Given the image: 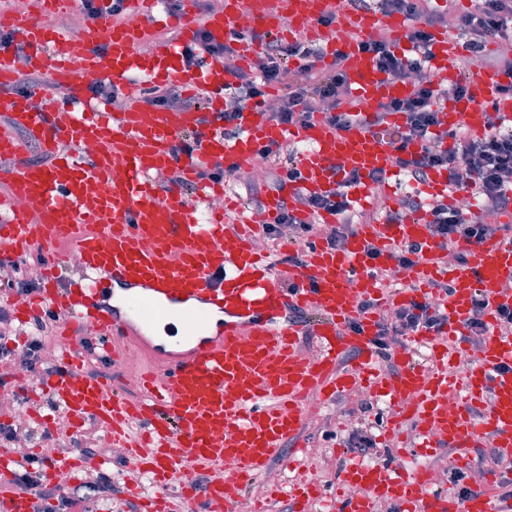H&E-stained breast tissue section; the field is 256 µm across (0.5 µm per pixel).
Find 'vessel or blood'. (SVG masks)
I'll return each mask as SVG.
<instances>
[{"mask_svg": "<svg viewBox=\"0 0 512 512\" xmlns=\"http://www.w3.org/2000/svg\"><path fill=\"white\" fill-rule=\"evenodd\" d=\"M157 4L124 0L126 22L100 17L75 35L0 11V31L24 44L28 67L47 73L57 89L44 106L31 108L29 100L41 95V88L12 93L18 61L12 48L0 47V109L9 116L7 127L0 128V158L19 161L16 169L0 171V181L9 187L0 194V263L22 261L33 243L67 238L69 259L80 268V278L68 288L55 287L59 262L47 259L43 287L20 312L29 323L60 305L73 321L96 329L90 347L77 348L69 325L58 326L55 337L64 353L59 372L49 378L54 411L96 422L116 440L129 428L140 430V443L126 462L149 474L158 488L148 512H172L165 490L177 475L186 479L181 502L187 512H229L240 488L280 456L285 441L299 436L313 406L357 387L365 370L374 368V339L384 309L429 297L448 318L445 336L453 337L461 333L471 299L479 292L489 308L476 366H469L462 343L431 369L404 348L394 356V374L376 387L391 398L416 401L419 439L462 449L491 435L511 458L512 336L500 335L497 313L512 308V244L460 240L455 248L465 253V262L445 264L438 258L429 216L420 212L358 225L338 250L318 239L287 242L286 259L276 265L255 253L253 240L295 193L333 194L343 172L351 170L394 175L391 132L403 118L392 112L381 127L356 123L338 129L317 113L304 126L286 128L251 104L239 114L238 134L225 136L220 115L233 76L217 59L201 73L181 65L184 47L196 37L197 0H183L178 13L163 16ZM244 14L253 17L257 31L283 41L300 37L314 42L322 17L349 20L351 31L364 38L376 34L381 17L374 10L351 11L347 0H224L223 10L211 13L205 27L216 42L236 40V54L247 65L256 46L236 38ZM284 17L291 18L289 27L281 26ZM159 22L177 28L180 40L142 56L139 48L149 27ZM407 27L406 16L397 14L387 31L405 53L412 50ZM463 51L461 41L435 31L428 67L441 81H458L453 60ZM337 58L362 109H376L412 90L410 82L388 81L348 33L336 34L320 64L331 66ZM75 61L82 65L79 81L71 75ZM163 72L190 93L207 88L204 109L155 108L136 101L125 111L109 112L81 97L86 81L106 80L129 91L134 75ZM510 85V70L477 72L467 95L444 105L443 130L462 126L472 135H484L491 111L511 123ZM19 130L41 145L48 161L21 160ZM186 135L192 145L188 153L181 149ZM288 139L306 145L296 161L299 176L266 197L261 216L244 215L241 222L228 224L222 211L205 218L185 200L184 185L195 181L198 170L219 165L239 174L256 163L263 148ZM61 142L70 144L72 153L57 154ZM172 168L181 170L182 181L152 182V175ZM400 243L416 245L421 258L402 269L404 287L393 289L371 268L391 263ZM371 244L378 257L369 255ZM297 252L301 262H289ZM435 283L444 284V291L431 292ZM365 299L372 301V309H362ZM177 312L197 336L182 351L155 343L151 334L155 322ZM213 313L220 314V321L199 335ZM304 336L313 340L314 354H301ZM90 354L120 369L132 355L148 360L149 369L139 373L141 397L129 398L86 375L83 366ZM346 356L351 359L347 369L341 365ZM459 362L468 366L461 377L454 370ZM451 384L459 395L450 407L441 396ZM487 398L492 405L485 412L481 405ZM207 466L215 468L214 478L202 486L191 482V475ZM18 469L9 450L0 448V512H33L32 500L14 485ZM499 480V474H492L491 488L474 489L459 501L432 491L424 473L400 475L389 463L356 464L343 472V484L355 490L343 509L368 512L371 494L390 502L395 512H512V498L494 489Z\"/></svg>", "mask_w": 512, "mask_h": 512, "instance_id": "vessel-or-blood-1", "label": "vessel or blood"}]
</instances>
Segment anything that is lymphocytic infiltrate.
I'll use <instances>...</instances> for the list:
<instances>
[{
  "instance_id": "lymphocytic-infiltrate-1",
  "label": "lymphocytic infiltrate",
  "mask_w": 512,
  "mask_h": 512,
  "mask_svg": "<svg viewBox=\"0 0 512 512\" xmlns=\"http://www.w3.org/2000/svg\"><path fill=\"white\" fill-rule=\"evenodd\" d=\"M353 8L373 7L382 13H401L410 25L407 39L418 53L409 56L398 52L383 35L363 40V48L370 53L376 68L387 79L408 81L414 92L407 98L380 105L374 113H366L348 94V87L341 67H318L321 55L318 48L303 41L285 43L270 35L251 29L248 38L257 46L250 72L232 69L234 85L224 94V133L232 136L238 131L236 119L247 103H255L268 112L270 118L284 126H299L315 114L323 113L332 124L345 127L357 122L374 126L383 125L387 112L402 113L405 123L396 136L400 145H417L414 154L398 153L395 164L409 177L422 181L429 171L444 170L448 184L454 190L469 191L478 198L481 211L503 214L512 207V131L493 125L482 138H475L462 128L443 133L440 117L441 105L448 98H460L467 93V81L476 62L512 70V53L502 51L488 54L492 43L512 41V0H471L467 9H460L458 0H350ZM447 29L449 37L462 39L467 48L464 55L456 57L454 64L461 78L453 85L433 83L425 74V53L435 30ZM280 87L284 96L270 98L269 88ZM283 145L265 148L262 158L269 169L266 184H246L247 203L262 208L263 189L274 190L286 181L296 179L295 166L280 168ZM360 175L344 173L335 194L316 196L298 194L284 204L266 232L271 237L280 236L285 229L303 234L319 232L321 215H336L338 225L327 241L334 248H341L344 240L353 235L357 225L377 220L378 213L353 206L349 197L352 187L360 184ZM430 212L432 235L446 251L449 261L462 262V254L455 252L453 242L458 238L481 241L495 236L500 227L496 224L475 221L458 208L448 207L437 199L419 203L414 197L403 198L397 213L405 215L418 208ZM446 317L439 308L428 302L411 300L407 306L396 309L394 317H381L376 343L386 348L391 336H408L418 333L442 334ZM28 466L19 474L16 484L22 490L36 489L38 512H89L87 500L68 496L56 490L42 489L43 461L31 456Z\"/></svg>"
}]
</instances>
